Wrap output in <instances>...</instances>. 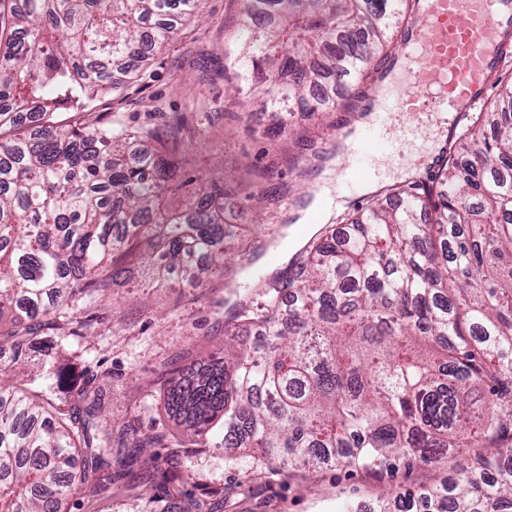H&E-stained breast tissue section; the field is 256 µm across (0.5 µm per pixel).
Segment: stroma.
Returning a JSON list of instances; mask_svg holds the SVG:
<instances>
[{
	"instance_id": "35a3bbf8",
	"label": "stroma",
	"mask_w": 512,
	"mask_h": 512,
	"mask_svg": "<svg viewBox=\"0 0 512 512\" xmlns=\"http://www.w3.org/2000/svg\"><path fill=\"white\" fill-rule=\"evenodd\" d=\"M243 0H202L199 18L181 27L169 49L147 65L122 75L118 93H101L84 107L63 106L54 125L89 131L98 121L174 133L180 188L166 191L162 210L180 212L206 176L224 186V220L236 225V256L206 287L189 292L173 270L167 281L146 286L136 269L73 317L85 334L78 352L91 370L104 373L101 412L144 434H174L163 387L193 358L224 339V311L239 296L253 297L259 279L286 264L280 249L288 236L307 238L297 223L301 195L322 188L360 195L358 185L338 180L336 150L342 127L359 121L364 104L340 83L335 109L295 116L292 130L266 134L272 115L257 104L241 105L224 72L244 43ZM124 439H112V496L73 499L71 512H152L142 496L143 460H128ZM190 467L191 497L173 494L171 512H191L189 498H203L212 512H398L404 493L446 478L447 467L400 470L386 484L360 470H296L288 464H258L240 448L185 444L169 449Z\"/></svg>"
}]
</instances>
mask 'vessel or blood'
Masks as SVG:
<instances>
[{"mask_svg": "<svg viewBox=\"0 0 512 512\" xmlns=\"http://www.w3.org/2000/svg\"><path fill=\"white\" fill-rule=\"evenodd\" d=\"M420 25H407L393 68L417 75L427 96L399 91L394 82L371 88L367 124L343 130L337 156L342 181L360 179L358 160L367 145L386 138L399 154L413 150L415 118L427 108L446 113L449 124L462 121L487 96L494 73L512 58V0H417ZM408 122L394 125L396 114Z\"/></svg>", "mask_w": 512, "mask_h": 512, "instance_id": "b4317fda", "label": "vessel or blood"}]
</instances>
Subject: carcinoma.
<instances>
[{"label":"carcinoma","instance_id":"1","mask_svg":"<svg viewBox=\"0 0 512 512\" xmlns=\"http://www.w3.org/2000/svg\"><path fill=\"white\" fill-rule=\"evenodd\" d=\"M200 0H0V347L36 368L0 373V512H70L112 477L98 374L77 354L53 374L35 339L61 346L73 303L92 305L128 266L180 268L197 290L234 234L213 180L185 211L157 200L178 171L161 134L40 121L115 89L160 53ZM234 91L273 112L329 80L367 81L396 53L409 0H245ZM459 125L426 182L372 198L312 235L224 321L231 342L166 381L169 419L193 444L257 448L265 464L336 466L392 481L400 467L472 463L401 499L436 512H512V75ZM264 337L261 346L242 332ZM133 448H167L155 434ZM146 464L159 482L193 474ZM492 472L497 478L483 479Z\"/></svg>","mask_w":512,"mask_h":512}]
</instances>
